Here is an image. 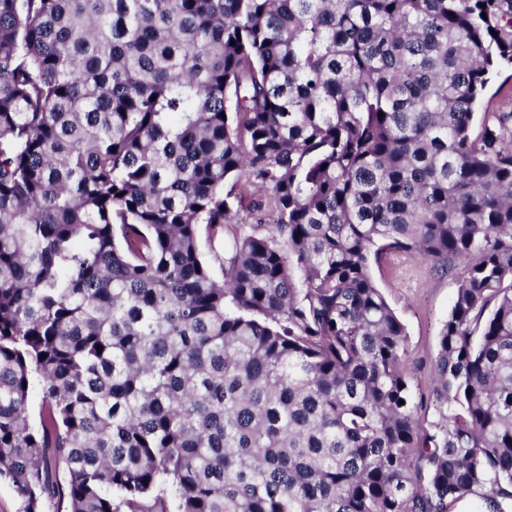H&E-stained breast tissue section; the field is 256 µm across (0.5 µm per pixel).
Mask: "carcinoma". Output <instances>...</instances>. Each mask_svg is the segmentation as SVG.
Wrapping results in <instances>:
<instances>
[{
  "instance_id": "carcinoma-1",
  "label": "carcinoma",
  "mask_w": 512,
  "mask_h": 512,
  "mask_svg": "<svg viewBox=\"0 0 512 512\" xmlns=\"http://www.w3.org/2000/svg\"><path fill=\"white\" fill-rule=\"evenodd\" d=\"M508 67L512 0H0L23 512H512ZM397 252L458 271L427 396ZM511 71L503 72L501 75L496 76L492 79L489 84L485 97L482 104L478 107L476 114V122L474 125V132L476 133L480 129L482 113L485 110L488 100H492L494 103L504 94L512 93V78L506 81V78L510 75Z\"/></svg>"
}]
</instances>
